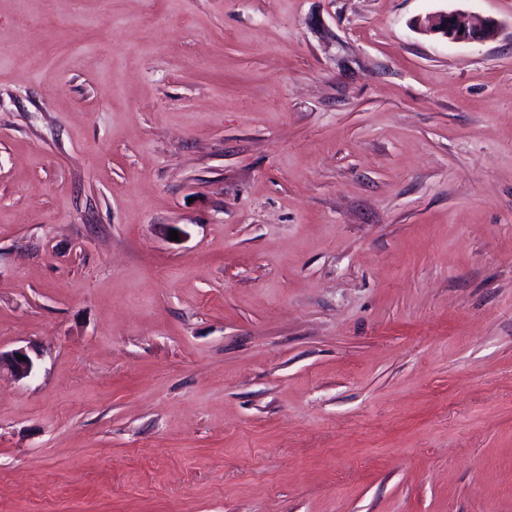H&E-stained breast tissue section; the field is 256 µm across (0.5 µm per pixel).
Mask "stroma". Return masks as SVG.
Segmentation results:
<instances>
[{"mask_svg": "<svg viewBox=\"0 0 512 512\" xmlns=\"http://www.w3.org/2000/svg\"><path fill=\"white\" fill-rule=\"evenodd\" d=\"M27 346L0 512H512V0H0ZM419 27L456 43H482L497 34V23L492 18L457 12L429 16L419 22Z\"/></svg>", "mask_w": 512, "mask_h": 512, "instance_id": "35a3bbf8", "label": "stroma"}]
</instances>
